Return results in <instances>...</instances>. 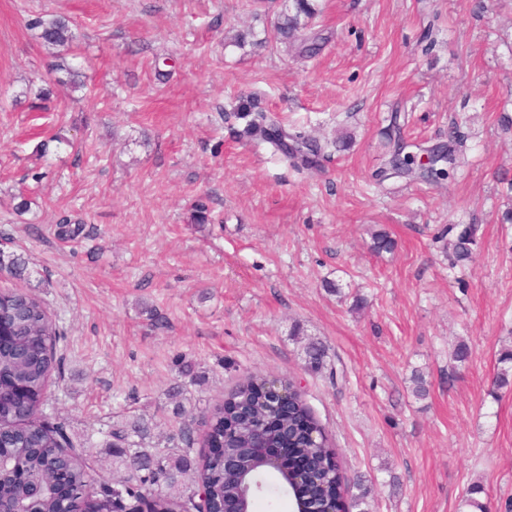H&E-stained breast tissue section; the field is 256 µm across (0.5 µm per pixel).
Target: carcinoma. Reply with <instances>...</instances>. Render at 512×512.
I'll list each match as a JSON object with an SVG mask.
<instances>
[{"instance_id":"obj_1","label":"carcinoma","mask_w":512,"mask_h":512,"mask_svg":"<svg viewBox=\"0 0 512 512\" xmlns=\"http://www.w3.org/2000/svg\"><path fill=\"white\" fill-rule=\"evenodd\" d=\"M317 15L314 0H292L276 18V39L303 58L316 56L321 50L320 36L309 35L306 30ZM31 27L38 30L41 44L54 50L52 72L69 74V80L56 78L51 86L40 89L37 96L49 97L55 84L80 87L77 71L56 53V49L68 47L76 39L70 21L58 15L38 16ZM224 112L226 119L233 121L232 131L237 139L270 147L274 155L298 171H317L328 157L326 149L333 147L340 152L351 145L349 137L322 144L302 128L286 127L253 94L238 96ZM386 136L393 142L383 170L387 176H410L431 182L449 176L461 166L459 136L453 128L448 130V145L434 148L435 158L429 167L405 151L398 125L391 124ZM448 231L455 232L453 264L471 261L472 225L454 224ZM371 239L370 249L376 254L394 250V241L384 232L373 233ZM0 327L8 329L13 337L12 350L0 354V374L29 392L25 405L0 403V427L4 429L0 434V465L4 468L0 474V512H61L62 503L54 492L56 472L60 469L69 471L73 488L82 493L88 492L96 479H106V494L99 495L92 512H111V495L128 497L131 512H138L146 496L151 497L152 512H174L177 507L182 512H195L192 491L200 483L208 487L212 505L217 507L235 497L240 473H255L262 468L261 449L278 448L285 443L289 448L283 459L285 468L292 470L297 461L314 457L315 465L307 473L306 482L322 486L323 503L330 512H346L349 505L358 512H369L371 488L359 481L349 483L341 467L335 466L337 454L328 431L307 403L300 386L290 379L285 381L292 393L286 417L275 412L272 396L254 385L250 376L208 414V429L200 439H194L193 429L186 426L182 429L185 447L132 453L125 446L126 433L114 430L112 436L118 443L108 442L104 446L105 453L112 456V471L106 476L96 472L89 464L95 458L94 445L74 440L65 419L47 411L49 383L54 378L65 380L66 363L58 350L62 333L45 303L22 290L0 292ZM303 360L306 370L326 372L333 383L343 379L331 362L328 346L317 338L307 337ZM499 364L493 386L498 390L512 389V347L501 350ZM313 432L320 434L321 442L310 441ZM197 442L205 448L224 447L236 456L239 469L224 471V462L217 457L197 466L192 456ZM482 493L481 484L470 487L462 500L466 512H489Z\"/></svg>"}]
</instances>
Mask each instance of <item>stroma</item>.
<instances>
[{"label":"stroma","instance_id":"1","mask_svg":"<svg viewBox=\"0 0 512 512\" xmlns=\"http://www.w3.org/2000/svg\"><path fill=\"white\" fill-rule=\"evenodd\" d=\"M318 4L326 42L302 60L235 45L275 18L249 0H0V251L28 263L0 273V291L38 296L66 333V379L48 395L74 440L139 420L150 436L127 447H169L185 416L202 436L245 377H294L344 474L371 484L373 512H459L476 482L506 512L512 390L493 378L512 340V131L498 124L512 115V0ZM45 14L74 23L67 59L85 85L18 105L48 77L28 27ZM241 93L354 142L298 172L227 129ZM394 121L424 149L457 128L465 165L438 182L383 178ZM202 197L212 221L190 223ZM64 214L83 221L75 240L57 234ZM453 224L478 227L473 262L455 269ZM379 230L393 252L370 250ZM296 321L329 346L342 386L305 370ZM461 338L472 354L457 367Z\"/></svg>","mask_w":512,"mask_h":512}]
</instances>
